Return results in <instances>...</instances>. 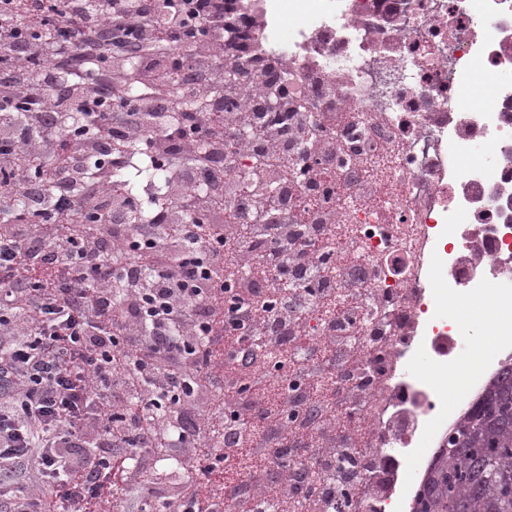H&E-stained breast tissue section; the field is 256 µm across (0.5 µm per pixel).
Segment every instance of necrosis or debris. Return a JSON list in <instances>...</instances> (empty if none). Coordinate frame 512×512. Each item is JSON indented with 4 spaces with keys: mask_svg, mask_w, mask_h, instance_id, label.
<instances>
[{
    "mask_svg": "<svg viewBox=\"0 0 512 512\" xmlns=\"http://www.w3.org/2000/svg\"><path fill=\"white\" fill-rule=\"evenodd\" d=\"M226 0L251 18L233 54L246 88L276 99L306 124L288 141L295 169L306 140L346 173L327 197L311 198V221L332 228L367 271L343 269L330 294L315 292L310 325L336 349L319 377L324 416L345 426L331 448L305 458L315 499L304 512H399L459 418L512 364V0ZM480 67L493 104L459 90ZM368 177L352 180L353 170ZM357 303H349V292ZM335 296L339 316L325 312ZM494 296L499 356L448 400L416 363L466 358L470 338L444 307L450 298ZM384 484V494L374 492Z\"/></svg>",
    "mask_w": 512,
    "mask_h": 512,
    "instance_id": "necrosis-or-debris-1",
    "label": "necrosis or debris"
}]
</instances>
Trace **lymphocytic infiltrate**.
I'll return each mask as SVG.
<instances>
[{
  "label": "lymphocytic infiltrate",
  "mask_w": 512,
  "mask_h": 512,
  "mask_svg": "<svg viewBox=\"0 0 512 512\" xmlns=\"http://www.w3.org/2000/svg\"><path fill=\"white\" fill-rule=\"evenodd\" d=\"M0 0V512H110L124 494L150 512L155 483L145 455H182L165 487V512H221L224 475L240 458L284 472L314 442L318 382L307 424L251 399L252 374L270 358L305 367L334 362L332 346L289 335L314 283L354 263L318 227L288 256L282 201L225 180L237 130L247 151L281 157L290 117L229 90L221 63L224 0ZM204 27L186 42L185 20ZM137 62L140 91L109 108L112 77ZM203 99L174 113L168 80ZM89 131H61L68 108ZM170 171L169 206L135 223L138 197L118 172L132 143ZM233 203L219 207L215 198ZM278 429L277 448L254 441Z\"/></svg>",
  "instance_id": "1"
}]
</instances>
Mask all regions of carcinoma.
I'll return each instance as SVG.
<instances>
[{
  "instance_id": "cac0c4a2",
  "label": "carcinoma",
  "mask_w": 512,
  "mask_h": 512,
  "mask_svg": "<svg viewBox=\"0 0 512 512\" xmlns=\"http://www.w3.org/2000/svg\"><path fill=\"white\" fill-rule=\"evenodd\" d=\"M414 512H512V366L460 418Z\"/></svg>"
}]
</instances>
